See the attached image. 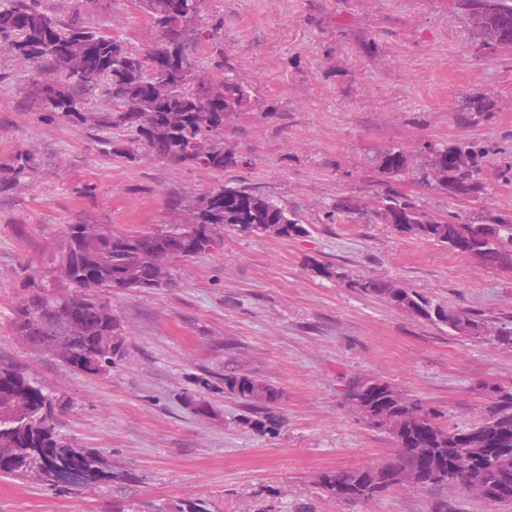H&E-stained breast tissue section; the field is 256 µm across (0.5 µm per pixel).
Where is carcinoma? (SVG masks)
<instances>
[{
  "label": "carcinoma",
  "instance_id": "carcinoma-1",
  "mask_svg": "<svg viewBox=\"0 0 512 512\" xmlns=\"http://www.w3.org/2000/svg\"><path fill=\"white\" fill-rule=\"evenodd\" d=\"M88 0L62 16L49 0H0V57L21 58L40 76L34 100L39 111L63 124L86 127L112 144V132L122 133L124 146L116 148L130 162L141 150L175 166H199L222 172L238 163L224 151V118L249 108L252 88L221 74L219 80L197 68L186 75L155 66L160 57H189L196 48L221 44L224 19L201 23L204 0H129L157 32L160 46L143 53L131 44L88 27L81 16L90 11ZM461 13L478 24L483 44L512 38V0H455ZM106 105L90 111L96 100ZM37 162L31 154L13 159L14 177L29 175ZM405 166L401 152L385 156L384 173L395 176ZM475 153L464 147L442 150L435 160L434 179L460 195L485 190ZM378 216L395 231L437 242L459 251L468 245L481 264L512 270V221L463 224L450 216L438 219L397 192L381 198ZM189 220L152 231L117 234L109 229L97 235L79 224H69L49 258L50 267L68 269L67 280L45 285L33 279L31 293L12 307L11 329L18 340L53 355L75 372L102 376L126 353L121 321L112 315L104 296L114 290L169 288L174 284L170 262L215 251L223 243L221 230L272 233L280 238L306 234V228L286 207L246 187L217 184L187 207ZM349 287L367 296H380L391 305L413 307L423 318L463 335L481 328L477 315L437 303L409 288H394L377 278L354 280ZM224 391L248 409L243 423L262 434H273L279 418L274 409L283 391L256 377L226 373ZM379 392L375 409L392 416L401 410L396 391L382 379H356L347 385L345 400L355 402L365 383ZM420 419L405 422L412 447L399 449L389 463L354 471H326L320 490L347 502H371L397 487L399 471L418 472L430 489L477 481L485 499L512 502V392L496 395L484 417L465 426H444L439 411L416 400ZM73 402L47 393L13 358L0 355V474L32 478L59 488L69 476L81 484L96 485L112 478L103 456L59 437L58 417ZM158 512H211L201 499H183Z\"/></svg>",
  "mask_w": 512,
  "mask_h": 512
}]
</instances>
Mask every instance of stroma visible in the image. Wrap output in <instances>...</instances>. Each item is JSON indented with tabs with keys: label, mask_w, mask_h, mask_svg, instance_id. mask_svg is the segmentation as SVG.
Here are the masks:
<instances>
[{
	"label": "stroma",
	"mask_w": 512,
	"mask_h": 512,
	"mask_svg": "<svg viewBox=\"0 0 512 512\" xmlns=\"http://www.w3.org/2000/svg\"><path fill=\"white\" fill-rule=\"evenodd\" d=\"M202 15L223 17L224 63L252 88L251 107L224 123V149L238 162L221 173L146 153L127 162L89 129L27 104L32 69L0 59V353L72 399L61 436L112 468L94 492L0 475V512H108L115 501L157 512L187 498L212 512H512L459 485L399 487L371 503L315 485L323 472L397 457L392 437L346 403L350 380L383 379L450 426L479 421L495 388L512 387V348L490 339L512 327V272L401 235L372 206L391 189L438 218L512 220V48L481 49L449 0H205ZM84 21L143 50L156 45L126 0ZM475 96L491 110H468ZM460 143L478 154L481 194L424 178L438 150ZM391 149L406 160L394 177L382 170ZM19 153L38 166L14 187ZM217 184L278 201L306 234L228 227L217 251L172 261L173 287L113 292L127 354L106 375L76 373L17 341L11 308L65 225L133 234L179 224L170 195L193 200ZM364 277L477 312L490 336L453 334L350 288ZM227 371L283 390L276 433L243 425Z\"/></svg>",
	"instance_id": "1"
}]
</instances>
